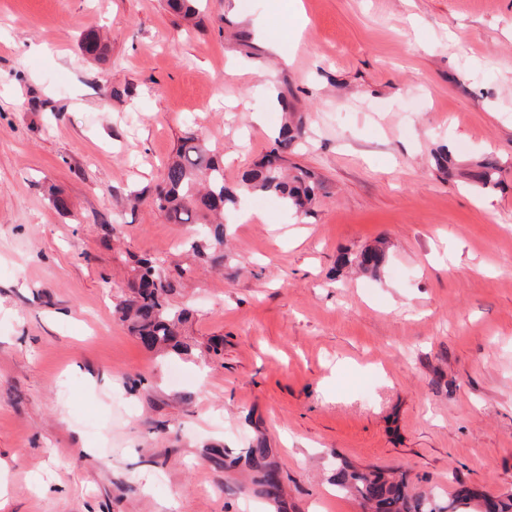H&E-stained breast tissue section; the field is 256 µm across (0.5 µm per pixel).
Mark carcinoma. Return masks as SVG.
Returning a JSON list of instances; mask_svg holds the SVG:
<instances>
[{
    "mask_svg": "<svg viewBox=\"0 0 512 512\" xmlns=\"http://www.w3.org/2000/svg\"><path fill=\"white\" fill-rule=\"evenodd\" d=\"M201 2L167 0L169 8L186 20L198 15ZM80 49L100 60L106 57L109 45L98 34L87 33L81 37ZM304 135L302 120L284 125L263 160L230 187L224 182V167L198 137L188 134L179 140L174 156L165 166L152 204L173 224L200 225L204 236L191 242L190 249L206 258L212 267H222L224 213L235 208L242 196L255 191L276 195L294 213L308 216L318 197L326 193L323 181L309 172L288 171V154L295 151ZM501 173L498 159L488 155L461 175L475 187L487 189L501 184ZM341 261L376 274L386 262V253L379 247L367 248L352 259L343 256ZM134 271L130 292L113 305V315L147 348L183 353L188 346L180 340V326L187 321L189 310L171 303L172 296L178 293V281L170 279L165 269L150 258L136 260ZM272 457L273 450L260 442L234 457L216 450L212 460L224 469L244 465L253 470L259 493L276 500L281 486ZM333 481L339 489L360 497L367 512H512V492L488 497L462 487L441 504L428 492L412 487L406 474L380 468L359 469L342 463L336 466Z\"/></svg>",
    "mask_w": 512,
    "mask_h": 512,
    "instance_id": "1",
    "label": "carcinoma"
}]
</instances>
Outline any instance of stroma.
<instances>
[{
  "label": "stroma",
  "mask_w": 512,
  "mask_h": 512,
  "mask_svg": "<svg viewBox=\"0 0 512 512\" xmlns=\"http://www.w3.org/2000/svg\"><path fill=\"white\" fill-rule=\"evenodd\" d=\"M301 2L298 36L283 0H0V512H364L342 459L512 491V0ZM291 111L288 163L327 194L309 217L246 195L223 270L188 256L194 225L126 206L188 133L238 184ZM442 145L502 184L443 175ZM375 245L379 276L337 267ZM140 257L183 276L187 352L112 314ZM260 441L279 511L210 460ZM501 173L500 162L492 155L483 157L465 171L460 172L471 184L482 189L499 186L501 184Z\"/></svg>",
  "instance_id": "stroma-1"
}]
</instances>
